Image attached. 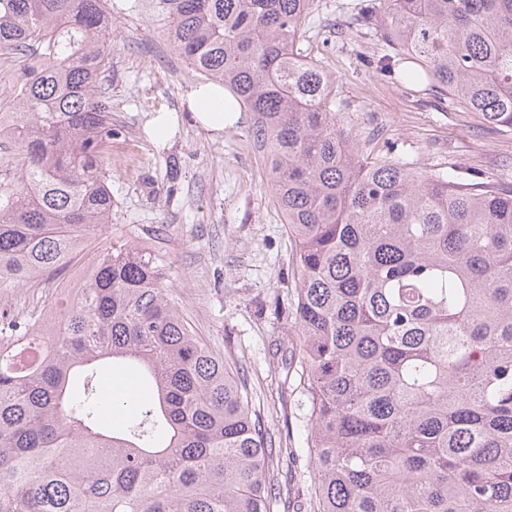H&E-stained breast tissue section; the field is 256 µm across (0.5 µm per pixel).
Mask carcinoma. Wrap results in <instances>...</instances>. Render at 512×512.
<instances>
[{"label": "carcinoma", "instance_id": "1", "mask_svg": "<svg viewBox=\"0 0 512 512\" xmlns=\"http://www.w3.org/2000/svg\"><path fill=\"white\" fill-rule=\"evenodd\" d=\"M170 37L253 116L298 267L313 512H512V186L366 155L301 48L313 0H164ZM388 72L512 132V0H382ZM106 0H0L34 47L0 158V288L82 259L112 223ZM145 246H111L57 323L0 310V512H270V447L236 369ZM106 363L151 391L119 424Z\"/></svg>", "mask_w": 512, "mask_h": 512}]
</instances>
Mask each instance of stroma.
I'll list each match as a JSON object with an SVG mask.
<instances>
[{
	"instance_id": "1",
	"label": "stroma",
	"mask_w": 512,
	"mask_h": 512,
	"mask_svg": "<svg viewBox=\"0 0 512 512\" xmlns=\"http://www.w3.org/2000/svg\"><path fill=\"white\" fill-rule=\"evenodd\" d=\"M109 3L112 66L99 87L112 105V222L88 236L83 263L50 275L45 287L0 288V307L39 315L46 292L77 285L86 263L110 246H148L197 335L247 385L277 450L269 479L279 497L271 512H311L309 403L296 373L282 365L297 339L295 247L272 203L251 116L241 113L219 136L194 124L183 100L203 78L171 43L167 15L153 0ZM348 3L315 0L307 45L336 79L344 104L337 126L375 154L426 173L460 166L487 181H512V132L485 129L427 85L401 84L377 70L387 46L377 30L351 25ZM159 112L180 118L162 148L144 132Z\"/></svg>"
}]
</instances>
